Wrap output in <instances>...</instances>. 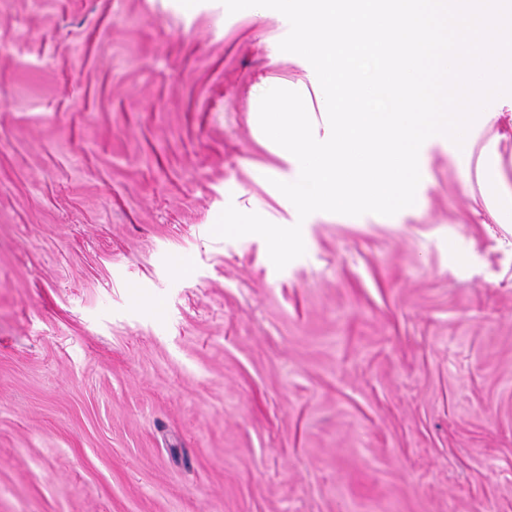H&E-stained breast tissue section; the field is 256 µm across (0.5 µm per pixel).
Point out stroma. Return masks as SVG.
<instances>
[{"label":"stroma","mask_w":512,"mask_h":512,"mask_svg":"<svg viewBox=\"0 0 512 512\" xmlns=\"http://www.w3.org/2000/svg\"><path fill=\"white\" fill-rule=\"evenodd\" d=\"M287 33L0 0V512H512V223L467 153L280 271L212 233L276 205L250 114L303 76Z\"/></svg>","instance_id":"obj_1"}]
</instances>
